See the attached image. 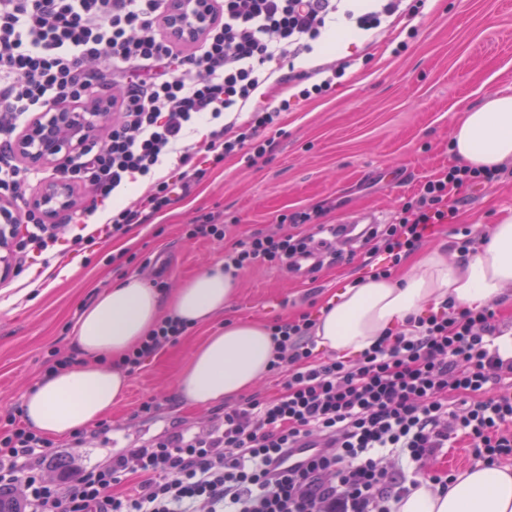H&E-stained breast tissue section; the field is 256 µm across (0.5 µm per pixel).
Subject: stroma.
Wrapping results in <instances>:
<instances>
[{
  "label": "stroma",
  "instance_id": "1",
  "mask_svg": "<svg viewBox=\"0 0 512 512\" xmlns=\"http://www.w3.org/2000/svg\"><path fill=\"white\" fill-rule=\"evenodd\" d=\"M404 34H351L345 47H318V58L353 59L345 80L324 100L298 104L270 130L273 149L255 164L225 159L185 199L127 235L91 251L66 253L77 264L69 277L50 273L30 287V273L0 286V417L20 404L55 347L70 348V327L83 307L129 274L173 291L225 247L256 232H293V215L306 212L316 224H338L366 212L392 223L413 202L421 185L455 164L449 150L456 103L473 102L512 88V0H425L403 22ZM404 48H396V41ZM454 213L422 244L456 259L457 231L467 227L480 240L487 225L512 214V163L492 184L452 188ZM221 214L232 231L221 242L194 241L185 224L202 213ZM335 261L313 274L257 265L241 271L239 293L222 315L191 328L179 345L163 350L129 379L126 397L100 422L55 439L59 470L79 449L85 463L150 443L183 428L199 431L221 415L222 406L200 409L180 401L179 371L195 347L226 322L271 324L302 311L318 312L337 291L383 265L365 245L337 243ZM156 398L152 414L137 415L141 401Z\"/></svg>",
  "mask_w": 512,
  "mask_h": 512
}]
</instances>
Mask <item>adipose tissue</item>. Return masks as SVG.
Listing matches in <instances>:
<instances>
[{"instance_id": "adipose-tissue-1", "label": "adipose tissue", "mask_w": 512, "mask_h": 512, "mask_svg": "<svg viewBox=\"0 0 512 512\" xmlns=\"http://www.w3.org/2000/svg\"><path fill=\"white\" fill-rule=\"evenodd\" d=\"M450 150L482 169L512 161V88L478 103H463L453 123ZM238 279L223 261L207 264L176 291L162 292L136 275L122 278L86 305L71 328L77 363L39 376L23 397L29 427L67 437L99 421L124 397L127 374L116 363L166 316L206 325L230 305ZM512 289V215L490 225L475 248L458 260L439 250L423 255L402 278L369 273L341 289L320 309L319 350L341 359L358 356L385 333L452 302L478 309ZM275 344L258 321L224 325L196 348L175 382L188 404L208 408L254 387L269 372ZM397 512H512V468L480 465L458 474L447 489L422 480Z\"/></svg>"}]
</instances>
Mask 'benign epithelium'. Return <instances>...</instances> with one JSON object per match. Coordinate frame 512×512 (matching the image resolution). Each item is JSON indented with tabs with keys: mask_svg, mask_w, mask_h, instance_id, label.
Here are the masks:
<instances>
[{
	"mask_svg": "<svg viewBox=\"0 0 512 512\" xmlns=\"http://www.w3.org/2000/svg\"><path fill=\"white\" fill-rule=\"evenodd\" d=\"M209 20L207 0H190L180 12L174 13L168 24L176 34H196ZM110 102L96 97L87 105L68 104L34 119L15 142L18 155L29 163L44 168H57L68 154L81 149L86 138L112 124ZM35 204L48 217L73 205L67 184L60 179L48 181L35 198ZM18 226V216L10 201L0 196V278L10 274L8 239Z\"/></svg>",
	"mask_w": 512,
	"mask_h": 512,
	"instance_id": "1",
	"label": "benign epithelium"
}]
</instances>
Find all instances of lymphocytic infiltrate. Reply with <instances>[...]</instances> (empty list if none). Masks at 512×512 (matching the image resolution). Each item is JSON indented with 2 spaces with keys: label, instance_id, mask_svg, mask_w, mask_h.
<instances>
[{
  "label": "lymphocytic infiltrate",
  "instance_id": "obj_1",
  "mask_svg": "<svg viewBox=\"0 0 512 512\" xmlns=\"http://www.w3.org/2000/svg\"><path fill=\"white\" fill-rule=\"evenodd\" d=\"M174 0H0V194L26 202L30 169L17 162V134L60 102L98 93L112 98V124L89 138L57 173L105 200L141 184L138 196L83 232L91 210L69 215L80 225L74 252L158 218L204 175L195 157L265 156V132L293 99H324L350 60L318 65L311 75L280 70L284 59L314 53L335 28L383 33L405 0H210L212 19L194 39L174 38ZM292 97L272 98V84ZM209 131L185 136L200 123ZM177 157L178 176L159 175ZM496 171L449 167L426 181L395 223L369 232L387 258L380 276L448 221V189L497 180ZM26 231L9 241L14 274L33 257L51 267L60 235L28 205ZM310 236L255 233L224 254V267H292ZM316 321L303 313L272 325L281 378L273 396L225 407L199 434L177 432L146 448L113 455L102 466L49 471L51 442L22 422L21 407L0 430V490L17 494L21 512H394L423 466L466 449L472 463L512 460V352L499 337L512 331L490 305H444L382 337L357 359L315 353ZM186 323L164 318L120 363L135 374L146 360L186 336Z\"/></svg>",
  "mask_w": 512,
  "mask_h": 512
}]
</instances>
